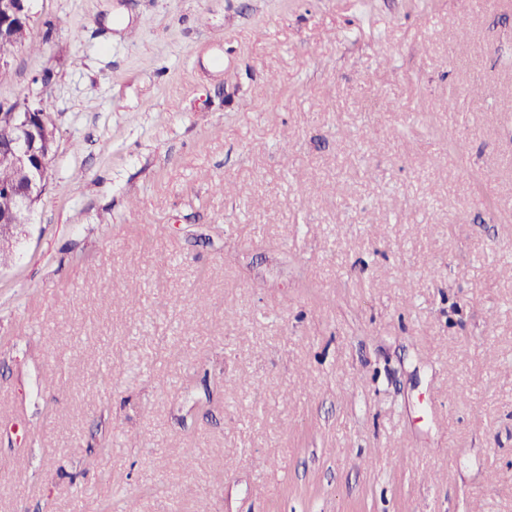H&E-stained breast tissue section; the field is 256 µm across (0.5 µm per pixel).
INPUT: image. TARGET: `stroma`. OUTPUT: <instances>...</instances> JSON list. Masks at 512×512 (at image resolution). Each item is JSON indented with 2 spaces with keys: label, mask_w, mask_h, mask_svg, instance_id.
I'll list each match as a JSON object with an SVG mask.
<instances>
[{
  "label": "stroma",
  "mask_w": 512,
  "mask_h": 512,
  "mask_svg": "<svg viewBox=\"0 0 512 512\" xmlns=\"http://www.w3.org/2000/svg\"><path fill=\"white\" fill-rule=\"evenodd\" d=\"M32 4L0 512H512V0ZM40 99L29 100L21 110L18 105L15 112L11 109L0 112H12V124L17 131L14 140L5 143L11 134L10 124L4 118L0 121V166L15 170L19 179L13 183L0 186V192L12 204L8 209L2 210L6 200L0 196V238L10 233V226L22 227L29 224V216L35 204L40 200L46 189L45 163L55 142L56 129L50 118L42 114L41 120L33 123L29 118L31 113L40 112Z\"/></svg>",
  "instance_id": "stroma-1"
}]
</instances>
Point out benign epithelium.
<instances>
[{
    "label": "benign epithelium",
    "mask_w": 512,
    "mask_h": 512,
    "mask_svg": "<svg viewBox=\"0 0 512 512\" xmlns=\"http://www.w3.org/2000/svg\"><path fill=\"white\" fill-rule=\"evenodd\" d=\"M32 21L28 0H0V43L15 42L17 29ZM40 101L29 100L24 107H16L12 124L17 131L14 140L0 145V166L15 170L19 179L0 186V192L11 201V206L0 211V223L22 227L29 223L35 204L46 189V159L52 153L56 129L50 118L37 122L30 120L39 111Z\"/></svg>",
    "instance_id": "1"
}]
</instances>
